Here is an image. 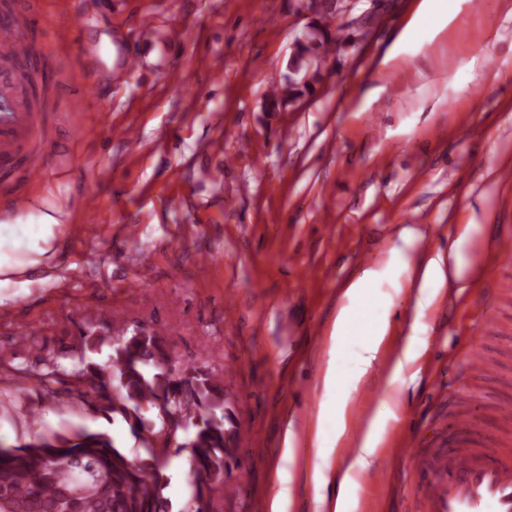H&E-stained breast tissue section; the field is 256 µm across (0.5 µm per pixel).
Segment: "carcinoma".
<instances>
[{
	"label": "carcinoma",
	"instance_id": "carcinoma-1",
	"mask_svg": "<svg viewBox=\"0 0 512 512\" xmlns=\"http://www.w3.org/2000/svg\"><path fill=\"white\" fill-rule=\"evenodd\" d=\"M323 54L327 43L312 34L297 45L291 66L298 70ZM103 343L92 328L82 333V369L68 395L96 414L121 416L138 439L145 408L161 422L189 423L190 434L175 437L174 454L191 448V494L182 512H214V496L224 491V390L173 364L155 332L128 336L119 328L107 363L87 359ZM59 374L55 362L32 377L40 398L59 395ZM168 462L151 453L131 460L102 431H34L22 445H0V512H66V491L78 494L79 512H169L162 477Z\"/></svg>",
	"mask_w": 512,
	"mask_h": 512
}]
</instances>
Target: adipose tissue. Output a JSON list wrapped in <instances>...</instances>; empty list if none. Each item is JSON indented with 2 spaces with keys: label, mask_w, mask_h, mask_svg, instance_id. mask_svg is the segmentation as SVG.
<instances>
[{
  "label": "adipose tissue",
  "mask_w": 512,
  "mask_h": 512,
  "mask_svg": "<svg viewBox=\"0 0 512 512\" xmlns=\"http://www.w3.org/2000/svg\"><path fill=\"white\" fill-rule=\"evenodd\" d=\"M465 2L466 0H449L448 5L444 6L439 0H419L413 17L382 58V66L396 63L409 53L415 42L416 31L421 25H428L429 35L433 38L446 31L455 21ZM56 225V220L52 218L43 224H0V248L7 245L17 246L34 240L43 243L46 249H53L57 243ZM381 274V269H368L362 277L345 286L343 295L347 303L338 309L328 336L330 357L322 375L325 388L335 386L337 366L334 356L343 337L351 335L354 330V319L349 304L364 300L369 282L378 279Z\"/></svg>",
  "instance_id": "obj_1"
}]
</instances>
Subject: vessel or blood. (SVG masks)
Listing matches in <instances>:
<instances>
[{"label":"vessel or blood","mask_w":512,"mask_h":512,"mask_svg":"<svg viewBox=\"0 0 512 512\" xmlns=\"http://www.w3.org/2000/svg\"><path fill=\"white\" fill-rule=\"evenodd\" d=\"M33 51L31 27L11 20L0 21V53L21 61ZM44 113L35 111L31 97L22 95L8 82L0 83V166L11 168L30 155L46 128ZM101 203L96 194L82 200V234L90 238L98 231L96 214ZM465 368L480 376L497 374L498 367L483 356L475 344H467L460 355ZM457 408L452 416L444 447L430 455L416 457L419 480L417 499L427 512H512V402L489 407L491 421L501 437H484L479 413L466 387L456 393ZM224 426L228 431L227 461L240 470L239 454L247 429L236 415L232 394L224 396Z\"/></svg>","instance_id":"vessel-or-blood-1"}]
</instances>
